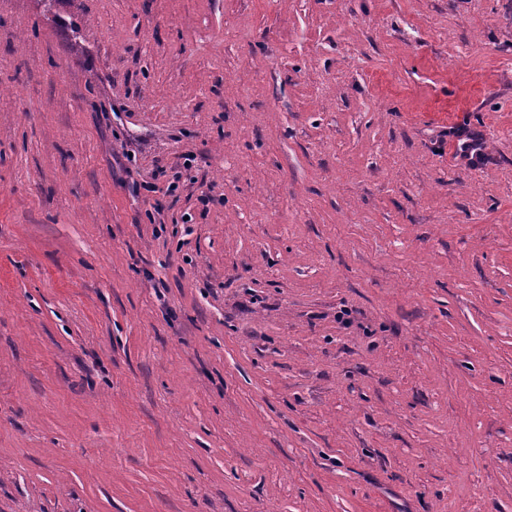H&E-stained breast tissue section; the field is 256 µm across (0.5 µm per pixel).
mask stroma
Instances as JSON below:
<instances>
[{"label":"stroma","instance_id":"obj_1","mask_svg":"<svg viewBox=\"0 0 512 512\" xmlns=\"http://www.w3.org/2000/svg\"><path fill=\"white\" fill-rule=\"evenodd\" d=\"M0 512H512V0H0ZM460 138L455 145V158L470 168H481L489 161L487 145L483 134L477 130L462 128L457 133ZM460 141H462L460 143Z\"/></svg>","mask_w":512,"mask_h":512}]
</instances>
